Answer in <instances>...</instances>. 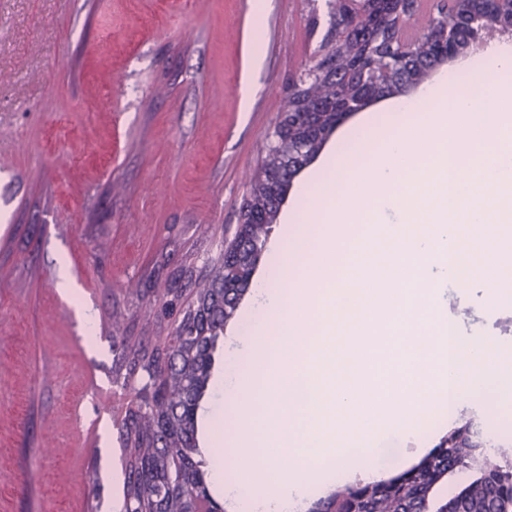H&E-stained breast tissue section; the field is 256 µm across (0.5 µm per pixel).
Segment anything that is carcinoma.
Instances as JSON below:
<instances>
[{
  "label": "carcinoma",
  "instance_id": "obj_1",
  "mask_svg": "<svg viewBox=\"0 0 512 512\" xmlns=\"http://www.w3.org/2000/svg\"><path fill=\"white\" fill-rule=\"evenodd\" d=\"M484 0H392L376 46L330 26L318 48L329 50V66L308 62L280 101L279 121L259 167L248 175L238 224L229 242L203 224L164 226V244L148 269L128 280L100 319L111 342L108 378L121 482L119 512H224L210 476L216 449L200 427L198 411L222 367L224 327L234 321L281 209L301 155L324 149L317 130L336 122V108L371 90L390 86L399 96L426 82L423 62L451 46ZM315 113L313 124H296L294 113ZM485 448L461 425L448 430L416 470L373 484L347 486L323 504V512H424L437 480L461 470ZM501 471L471 482L457 504L465 512H512V448L498 446Z\"/></svg>",
  "mask_w": 512,
  "mask_h": 512
}]
</instances>
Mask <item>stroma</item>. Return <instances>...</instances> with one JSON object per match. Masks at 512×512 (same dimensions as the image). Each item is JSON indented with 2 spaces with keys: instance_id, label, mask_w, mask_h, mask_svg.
I'll return each instance as SVG.
<instances>
[{
  "instance_id": "obj_1",
  "label": "stroma",
  "mask_w": 512,
  "mask_h": 512,
  "mask_svg": "<svg viewBox=\"0 0 512 512\" xmlns=\"http://www.w3.org/2000/svg\"><path fill=\"white\" fill-rule=\"evenodd\" d=\"M310 16L307 0H0V512H86L96 473L111 503L110 343L79 310L143 274L164 225L232 234ZM457 421L512 444V415L480 400ZM53 440L65 453L42 457Z\"/></svg>"
}]
</instances>
